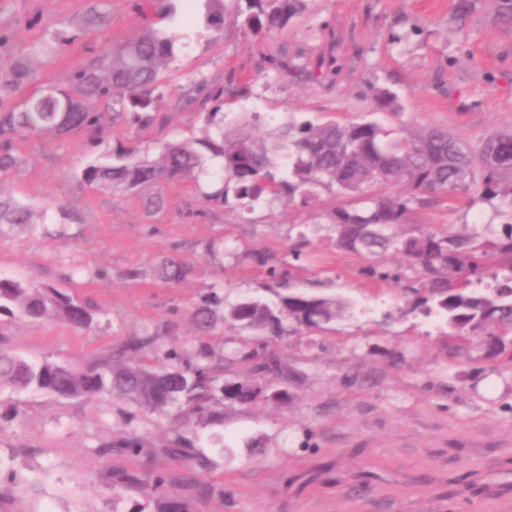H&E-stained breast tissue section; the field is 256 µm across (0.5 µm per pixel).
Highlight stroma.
Returning a JSON list of instances; mask_svg holds the SVG:
<instances>
[{
  "label": "stroma",
  "instance_id": "obj_1",
  "mask_svg": "<svg viewBox=\"0 0 512 512\" xmlns=\"http://www.w3.org/2000/svg\"><path fill=\"white\" fill-rule=\"evenodd\" d=\"M457 0H307L274 39L244 34L227 21L215 38L186 27L189 46L167 72L158 104L162 121L149 129L125 121L97 137L18 143L22 163L0 176V193L43 205L49 221L25 233H0V276L45 282L96 302L92 329L62 320L0 317V347L30 360L93 357L128 337L150 332L161 349L191 353L190 310L209 291L226 302L271 298L275 285L247 254L258 247L289 254L299 234L307 244L290 287L341 296L350 318L330 330L289 331L271 346L297 374L288 404L228 405L223 423L185 427L175 408L151 413L112 398L63 399L40 391L0 390V512H158L163 498L190 502L192 512H512V347L493 359L479 343L450 356L444 320L413 308L419 278L400 257L387 267L395 280L367 275V257L330 241L333 193L304 207L281 198L244 209L201 207L191 183L167 190V205L147 217L139 198L89 187L75 175L105 147L122 142L153 152L166 141L201 133L202 121L183 95L190 79L224 82L236 73L241 91L228 117L259 113L257 134L289 121L361 118L392 125L448 128L474 144L512 126V23L490 0H473L455 21ZM85 0H0V72L27 53L50 22L83 11ZM103 35L83 36L38 69L65 82L92 49L116 45L155 12L141 0H111ZM294 63H323L317 81L282 79L268 54ZM398 96L399 115L377 111L375 88ZM195 216H186L187 208ZM420 221L460 230L503 224L493 203L449 206L437 198ZM188 260L178 284L162 280L160 257ZM138 270L129 281L128 270ZM140 437L151 455H105L104 442ZM184 436L214 462L185 484L186 467L162 449ZM138 473L136 490L116 478ZM168 478L157 489L156 475Z\"/></svg>",
  "mask_w": 512,
  "mask_h": 512
}]
</instances>
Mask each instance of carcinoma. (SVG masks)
I'll return each mask as SVG.
<instances>
[{"label":"carcinoma","mask_w":512,"mask_h":512,"mask_svg":"<svg viewBox=\"0 0 512 512\" xmlns=\"http://www.w3.org/2000/svg\"><path fill=\"white\" fill-rule=\"evenodd\" d=\"M203 2L202 30L198 37H214L228 16L241 20L250 35L271 38L305 7V0H160L157 12L169 23L163 29L148 23L136 35L112 48H103L87 64L69 72L67 84L47 81L30 61L17 58L0 76V172L20 166L15 141L32 135L65 141L75 135L96 134L107 122L127 115L148 128L160 121L149 108L166 93L163 72L187 47L178 26L177 2ZM110 0H86L77 20H59L45 29L44 38L32 46L35 55L54 56L81 35L101 33L109 17ZM271 65L285 71H302L321 78V66L301 69L277 58ZM233 84L193 80L184 99L196 105L206 124L203 136L165 143L151 155L136 146L106 148L79 169L82 182L113 194H144L149 213L166 206L165 188L174 182L197 183L212 174L220 187L201 193L203 201L224 207L235 200L253 206L270 196L299 200L307 205L319 188L334 190L348 203L332 208L328 224L338 250L362 254L372 260L368 273L386 279L382 269L390 255L420 275L422 287L414 289L416 306L443 318L455 341L450 353L464 348L471 336L481 337L488 356L512 343V127L494 130L471 147L443 127L388 128L367 118L346 123H289L256 137L248 122L227 130L222 112L224 94ZM377 109L398 112L394 92H375ZM388 188L392 193H385ZM440 195L450 202L499 200L511 222L506 227L475 225L450 232L445 225L423 224L417 214ZM48 208L0 194V226L20 230L45 224ZM252 261L280 278L290 274L289 263L263 250L251 252ZM495 260L493 277L502 284L483 291L474 284ZM190 263L164 258L160 277L169 283L184 280ZM349 304L335 296L286 291L267 302L251 296L225 304L215 298L191 312L198 335L210 336L220 323L247 330L251 337L235 343L226 354L201 342L184 361L174 349L159 354L155 337L135 336L88 362L29 361L0 348V389L39 390L62 398L90 396L130 400L145 410L176 408L184 426H207L223 421V404L248 408L261 398L288 403L292 374L269 337L295 329H318L346 316ZM96 308L49 284H23L0 277V316L29 320L62 319L86 329ZM164 357L167 364L160 363ZM249 365V375L227 377L223 372ZM102 446V452L140 454L142 444L127 437Z\"/></svg>","instance_id":"1"}]
</instances>
